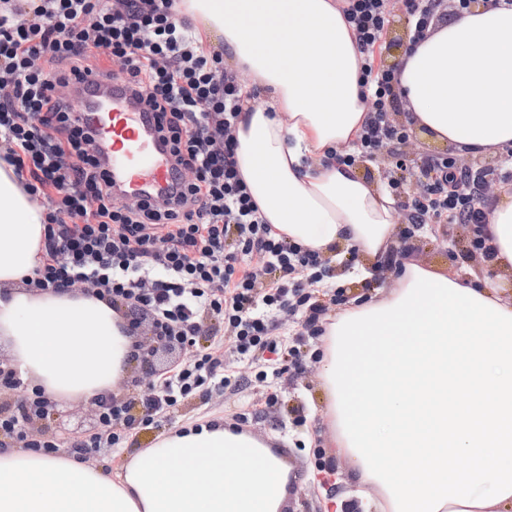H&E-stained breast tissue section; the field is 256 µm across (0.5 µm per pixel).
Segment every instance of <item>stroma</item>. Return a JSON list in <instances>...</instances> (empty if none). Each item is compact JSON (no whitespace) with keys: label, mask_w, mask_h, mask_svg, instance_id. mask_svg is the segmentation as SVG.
Masks as SVG:
<instances>
[{"label":"stroma","mask_w":512,"mask_h":512,"mask_svg":"<svg viewBox=\"0 0 512 512\" xmlns=\"http://www.w3.org/2000/svg\"><path fill=\"white\" fill-rule=\"evenodd\" d=\"M414 244L412 259L426 266L458 272L469 265L463 257L468 244L463 228H455L446 236L437 231H421ZM395 285V277L380 267L369 278L332 281L327 287L315 288L314 294L319 302L329 304V313L334 316L342 313L344 307L386 294ZM337 288L345 291V305L329 303V291ZM273 320L277 341L286 347L300 345L301 361L273 366L261 359L241 360L232 346H225L224 373L232 380L230 387L213 391L208 397L187 400L158 423L131 431L121 447L92 449L85 456L86 462L116 467L125 454L151 447L159 437L174 429L207 417H221L270 440L303 476V483L289 492L287 512H319L321 488L346 482L350 467L335 454L333 434L324 412L325 397L318 380L319 340L301 338L300 319L291 312H278ZM98 430L96 412L85 403L58 406L49 418L33 426L34 434L54 436L66 442L89 439Z\"/></svg>","instance_id":"obj_1"}]
</instances>
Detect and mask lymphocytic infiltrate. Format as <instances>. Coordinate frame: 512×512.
<instances>
[{"label": "lymphocytic infiltrate", "instance_id": "f902f5d3", "mask_svg": "<svg viewBox=\"0 0 512 512\" xmlns=\"http://www.w3.org/2000/svg\"><path fill=\"white\" fill-rule=\"evenodd\" d=\"M179 0H0V160L12 166L25 191L45 201L42 264L27 287L40 291L92 286L114 308L149 313L161 336L187 343L196 316L208 310L243 359L279 354L273 312L302 315L304 334L319 337L327 305L305 284L329 274L318 252L276 236L247 191L236 161V125L245 96L236 75L220 70L205 51ZM365 56L363 85L371 110L353 152L336 154L354 165L383 148L406 143L411 119L396 121L402 103L399 68L381 62L391 24V0H340ZM112 59L116 77L134 86L152 111L173 162L174 185L165 199L118 198L93 131L75 112L71 95L98 71L92 60ZM192 172L185 180L184 172ZM417 180L425 189L408 194ZM512 183V149L496 163L459 167L455 156L399 155L387 181L406 210L401 250L410 253L416 231L430 224L463 225L467 254L493 262L486 243L483 189ZM262 255L274 278L260 285L248 260ZM224 368L214 344L166 376L143 398L98 401L99 430L85 445L117 447L131 430L151 423L186 399L210 391ZM18 391L0 405V437L22 448L54 453L57 438H35L29 423L55 403L28 391L14 365L0 363V388Z\"/></svg>", "mask_w": 512, "mask_h": 512}]
</instances>
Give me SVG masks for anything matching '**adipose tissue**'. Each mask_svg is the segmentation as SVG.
I'll return each mask as SVG.
<instances>
[{"instance_id": "1", "label": "adipose tissue", "mask_w": 512, "mask_h": 512, "mask_svg": "<svg viewBox=\"0 0 512 512\" xmlns=\"http://www.w3.org/2000/svg\"><path fill=\"white\" fill-rule=\"evenodd\" d=\"M183 15L264 99L246 101L238 168L279 235L370 262L394 244L395 202L331 154L368 117L360 53L336 0H182ZM399 91L413 127L472 154L512 146V8L479 7L409 46ZM512 274V191L487 210ZM45 212L0 161V339L24 381L60 402L117 392L132 339L110 304L33 293ZM320 386L336 453L379 512H499L512 504V295L478 268L405 261L396 286L328 324ZM397 453L398 465L383 464ZM286 457L217 418L170 431L117 470L79 452L0 447V512H283Z\"/></svg>"}]
</instances>
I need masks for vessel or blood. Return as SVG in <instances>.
I'll list each match as a JSON object with an SVG mask.
<instances>
[{"label": "vessel or blood", "mask_w": 512, "mask_h": 512, "mask_svg": "<svg viewBox=\"0 0 512 512\" xmlns=\"http://www.w3.org/2000/svg\"><path fill=\"white\" fill-rule=\"evenodd\" d=\"M76 111L96 132L94 150L103 152L119 192L128 197L159 198L173 181L169 156L150 113L119 82L87 78Z\"/></svg>", "instance_id": "vessel-or-blood-1"}]
</instances>
